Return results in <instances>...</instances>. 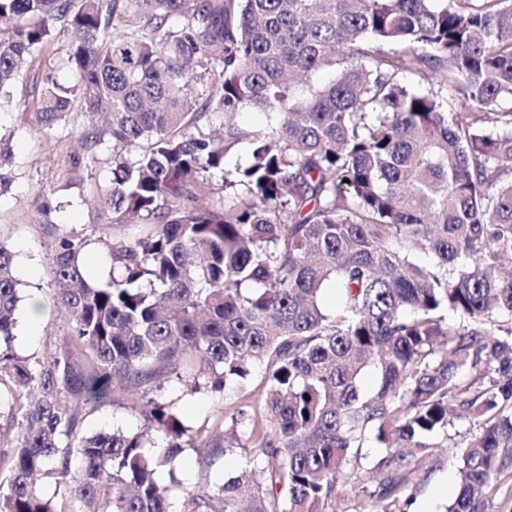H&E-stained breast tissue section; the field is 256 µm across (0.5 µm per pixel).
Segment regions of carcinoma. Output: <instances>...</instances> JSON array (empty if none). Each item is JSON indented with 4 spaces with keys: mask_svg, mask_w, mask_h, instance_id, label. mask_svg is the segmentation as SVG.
<instances>
[{
    "mask_svg": "<svg viewBox=\"0 0 512 512\" xmlns=\"http://www.w3.org/2000/svg\"><path fill=\"white\" fill-rule=\"evenodd\" d=\"M59 34L54 68L75 80L48 76L33 119L86 114L92 162L112 142L106 185L74 159L57 186L86 184L110 272L90 283L88 238L58 235L71 334L24 357L0 243V512H330L372 435L361 512H406L399 491L464 414L481 430L448 512H488L512 466V0H0V95ZM423 240L430 266L411 259ZM258 368L256 403L196 428L154 382L230 396ZM132 388L142 427L84 430Z\"/></svg>",
    "mask_w": 512,
    "mask_h": 512,
    "instance_id": "obj_1",
    "label": "carcinoma"
}]
</instances>
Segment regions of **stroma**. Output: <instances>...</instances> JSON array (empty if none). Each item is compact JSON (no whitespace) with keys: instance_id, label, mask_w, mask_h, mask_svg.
I'll return each mask as SVG.
<instances>
[{"instance_id":"1","label":"stroma","mask_w":512,"mask_h":512,"mask_svg":"<svg viewBox=\"0 0 512 512\" xmlns=\"http://www.w3.org/2000/svg\"><path fill=\"white\" fill-rule=\"evenodd\" d=\"M50 71L48 63L36 65L12 87V105L0 109V149L10 157L5 170L11 178L10 189L0 194V242L15 254L21 296L16 311L15 349L23 356L42 354L48 336L69 332L67 319L55 305L49 268L56 231L74 229L90 238L84 260L86 276L94 284L108 277L104 252L97 243L101 234L99 220L83 201V187L71 189L63 198L51 195L53 187L66 179L72 158L83 153L76 134L83 118L73 115L50 130L37 126L31 119L42 81ZM35 301L40 303L42 314L34 322L29 309ZM163 387L184 423L192 427L219 411L231 415L236 408L235 401L207 391L184 395L181 385L173 380L165 381ZM140 401V392L134 391L121 404H108L85 414L86 431L97 432L115 425L139 428ZM479 428L477 419L471 416L459 418L449 427L447 447L434 449L428 463L411 480L417 489L412 512H444L456 494L458 448L478 435ZM362 454L363 474L357 477L344 473L337 483L334 512H358L364 491L373 490L376 485L375 479L367 474L379 455L376 443L368 442Z\"/></svg>"}]
</instances>
